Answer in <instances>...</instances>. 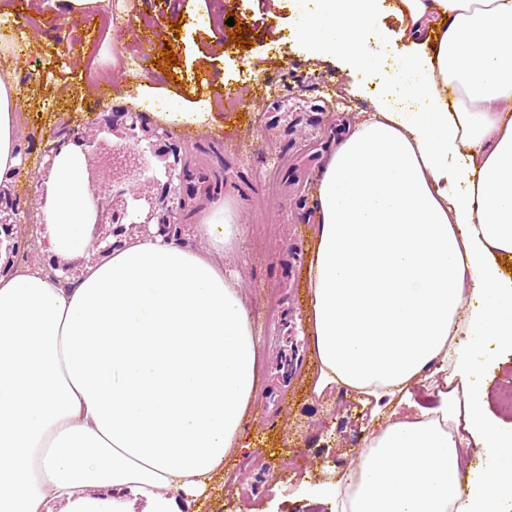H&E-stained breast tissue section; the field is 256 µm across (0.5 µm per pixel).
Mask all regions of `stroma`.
I'll list each match as a JSON object with an SVG mask.
<instances>
[{
    "mask_svg": "<svg viewBox=\"0 0 512 512\" xmlns=\"http://www.w3.org/2000/svg\"><path fill=\"white\" fill-rule=\"evenodd\" d=\"M13 16L0 22V68L11 67L22 94L20 146L28 163L10 185L28 215L38 214L40 141L60 125L83 131L98 112L123 106L135 112L163 111L160 102L142 104L147 84L175 93L184 103L212 102L221 126L207 133L175 128L191 172L219 185V194H198L181 214L184 226L198 223L215 200L227 202L246 227L224 271L246 277V304L259 340L264 392L257 416L243 432L261 453V467L241 469L243 453L224 459L205 495L182 512H335L332 501H316V485H347L371 433L417 408L437 406L448 392L452 366L415 380L385 406L340 388L316 394L318 368L309 351L307 266L314 222L313 195L321 166L345 134L371 111L380 92L377 78L358 86L344 58L320 56L295 35L299 0H225L248 29L251 46L232 42L233 27L217 15L214 0H180L177 12L162 0H97L95 15L111 14L107 26L86 25L65 0H12ZM55 27H48V18ZM151 24L156 50L171 48L177 64L156 63L154 75L135 64L118 65L115 54L129 50V18ZM180 24L173 32L172 24ZM83 48L82 58L61 60L62 44ZM237 88L253 103L250 112L225 111L206 78ZM288 157L274 184L257 176L275 155ZM278 301L277 325L268 330L260 316L269 297ZM487 408L503 422L501 387L512 386V351L499 354L482 375Z\"/></svg>",
    "mask_w": 512,
    "mask_h": 512,
    "instance_id": "1",
    "label": "stroma"
}]
</instances>
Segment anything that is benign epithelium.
I'll use <instances>...</instances> for the list:
<instances>
[{"label":"benign epithelium","mask_w":512,"mask_h":512,"mask_svg":"<svg viewBox=\"0 0 512 512\" xmlns=\"http://www.w3.org/2000/svg\"><path fill=\"white\" fill-rule=\"evenodd\" d=\"M109 134L119 139L112 145V160L120 164L123 173L109 171L103 184L92 189L87 212V223L92 225V248L104 253L121 245L128 225L146 235L153 226L158 234L181 230L178 213L189 204V167L171 132L150 124L140 113L113 108L100 113L87 130L77 133L61 125L52 139L42 143L43 171L54 169L63 147L70 145L87 157L103 148ZM25 223L11 190L0 183V245L6 240L7 249H15L18 230ZM107 226L111 227L110 240L102 234V228Z\"/></svg>","instance_id":"7a95c632"}]
</instances>
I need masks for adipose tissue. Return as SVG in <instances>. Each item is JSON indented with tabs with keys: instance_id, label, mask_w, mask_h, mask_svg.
I'll return each instance as SVG.
<instances>
[{
	"instance_id": "ef3b65f1",
	"label": "adipose tissue",
	"mask_w": 512,
	"mask_h": 512,
	"mask_svg": "<svg viewBox=\"0 0 512 512\" xmlns=\"http://www.w3.org/2000/svg\"><path fill=\"white\" fill-rule=\"evenodd\" d=\"M297 31L350 55L387 93L326 157L314 194L308 325L314 391L393 397L440 362L448 404L390 423L362 454L337 512H504L512 425L478 380L512 350V0H399L417 48L389 72L362 32L377 0H309ZM22 114L0 76V182L19 164ZM83 160L63 149L41 212L47 255L91 246ZM243 229L212 204L191 238L132 236L79 277L34 263L0 274V512H112L102 489L179 512L207 492L262 392L247 280L217 255ZM465 415L486 466L464 468Z\"/></svg>"
}]
</instances>
